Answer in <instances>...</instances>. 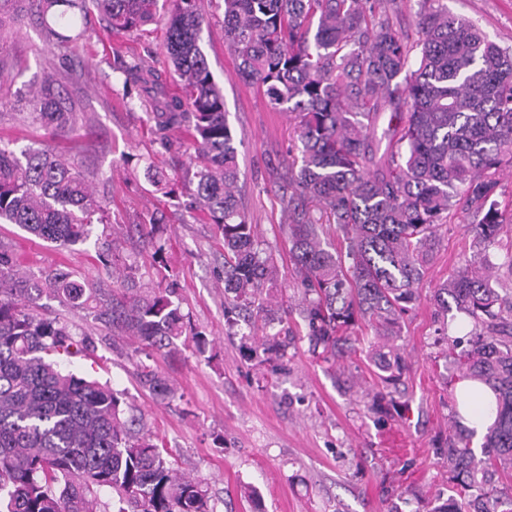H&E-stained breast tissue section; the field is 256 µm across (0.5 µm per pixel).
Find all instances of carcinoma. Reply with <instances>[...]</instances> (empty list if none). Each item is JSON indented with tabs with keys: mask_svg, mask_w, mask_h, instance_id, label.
<instances>
[{
	"mask_svg": "<svg viewBox=\"0 0 512 512\" xmlns=\"http://www.w3.org/2000/svg\"><path fill=\"white\" fill-rule=\"evenodd\" d=\"M169 2L164 51L180 87L134 57H117L114 70L138 87L162 148L174 146L172 132L194 148L186 206L202 211L223 241L228 329L242 319L271 324L290 310L275 288V257L242 208L224 94L199 45L206 18L198 0ZM418 6L421 38L411 42L397 28L404 0H224V40L242 79L293 118L280 179L313 361L335 367L357 351L356 329L365 326L381 340L371 359L382 389L399 391L404 316L419 299L438 227L451 209L461 214L471 255L433 301L445 315L460 314L469 331L463 341L445 322L435 342L453 367L450 385L488 388L496 416L479 458L450 394L448 439L433 449L448 498L436 505L405 494L416 504L411 512H512V290L500 292L498 278L501 269L512 275V249L500 247L512 215L497 200L499 175L512 169V52L448 13L443 0ZM92 8L114 33H144L159 0H0V28L28 10L65 43L54 25ZM28 107L54 137L71 126L72 105L49 79L30 91ZM105 212L63 154L0 146V224L72 249L107 225ZM149 226L150 267L160 274L162 227ZM98 259L108 278L89 281L62 267L24 270L0 248V512H215L208 485L173 467L124 392L63 366L93 356L94 343L59 316L36 312L38 301H53L134 341L142 387L175 395L151 361L177 352L187 334L203 356L207 337L187 332L174 283L150 287L139 264L105 251ZM295 340L291 330L269 334L242 354L262 358L274 377L287 370ZM103 491L112 504L101 501Z\"/></svg>",
	"mask_w": 512,
	"mask_h": 512,
	"instance_id": "obj_1",
	"label": "carcinoma"
}]
</instances>
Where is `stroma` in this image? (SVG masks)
Segmentation results:
<instances>
[{"label": "stroma", "instance_id": "obj_1", "mask_svg": "<svg viewBox=\"0 0 512 512\" xmlns=\"http://www.w3.org/2000/svg\"><path fill=\"white\" fill-rule=\"evenodd\" d=\"M444 2L449 12L512 49V0ZM201 10L206 22L200 46L224 93L235 134L242 206L260 241L277 254L278 287L290 300L298 280L277 174L294 129L287 114L273 111L240 80L224 43L223 10L214 0H202ZM86 21V35L65 46L49 38L31 15L0 29V85L6 90L0 97V144L16 151L47 145L74 158L108 202L107 243L129 261L148 265L137 226L149 213L161 216L181 307L210 345L204 357L184 347L156 358L158 371L177 389L174 398L162 400L139 384L132 342L113 347L108 331L83 312L53 303L50 312L97 345V363L76 359L70 370L126 391L146 430L165 440L181 471L208 483L216 512L229 505L235 512H251L239 497L248 484L259 492L264 512H387L392 505L408 512L400 497L406 487L432 497L446 493L432 450L448 432L449 388L446 370L435 362L439 315L430 296L469 252L471 237L458 217L440 227L420 301L405 318L400 346L408 393L404 402L389 404L384 422L367 411L376 368L365 353L329 369L312 362L307 341H299L288 350V374L267 380L265 366L240 353L241 345L252 341L250 326L232 332L225 323L224 250L214 225L192 218L145 175L152 165L167 179L180 178L194 150L186 142L161 149L137 88L124 87L123 76L112 69L119 52L139 58L145 67L167 70L163 23L139 36L112 34L94 11ZM49 75L61 79L76 112L73 129L55 138L23 116L32 85ZM0 243L24 269L61 266L89 279L106 274L92 243L60 251L13 224H0Z\"/></svg>", "mask_w": 512, "mask_h": 512}]
</instances>
